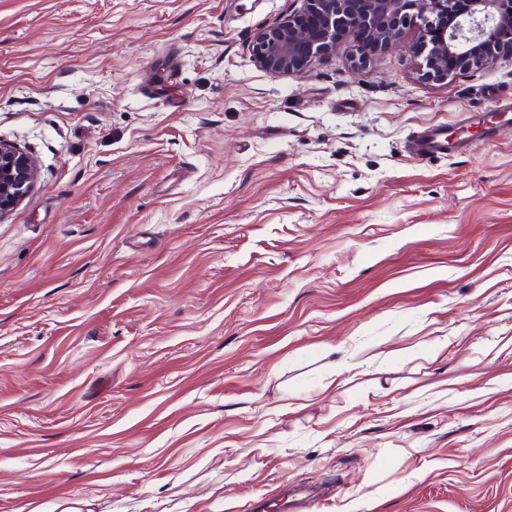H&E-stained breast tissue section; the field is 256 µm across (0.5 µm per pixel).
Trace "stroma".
Segmentation results:
<instances>
[{
  "label": "stroma",
  "mask_w": 512,
  "mask_h": 512,
  "mask_svg": "<svg viewBox=\"0 0 512 512\" xmlns=\"http://www.w3.org/2000/svg\"><path fill=\"white\" fill-rule=\"evenodd\" d=\"M300 6L0 0V512H512V56L272 76ZM458 148L456 143L448 141V133L440 128L431 129L421 137L415 146L419 155L449 154ZM37 177V164L31 156L0 142V217L28 193Z\"/></svg>",
  "instance_id": "stroma-1"
}]
</instances>
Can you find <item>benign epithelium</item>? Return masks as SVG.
Masks as SVG:
<instances>
[{
  "label": "benign epithelium",
  "instance_id": "7a95c632",
  "mask_svg": "<svg viewBox=\"0 0 512 512\" xmlns=\"http://www.w3.org/2000/svg\"><path fill=\"white\" fill-rule=\"evenodd\" d=\"M420 29L422 76L444 81L479 69L494 54L512 56V41L489 50V32L512 30V0H303V6L258 33L254 63L274 77L288 76L328 56L345 34H357L360 69L377 52L398 47L405 30ZM35 160L0 142V217L32 188Z\"/></svg>",
  "mask_w": 512,
  "mask_h": 512
}]
</instances>
